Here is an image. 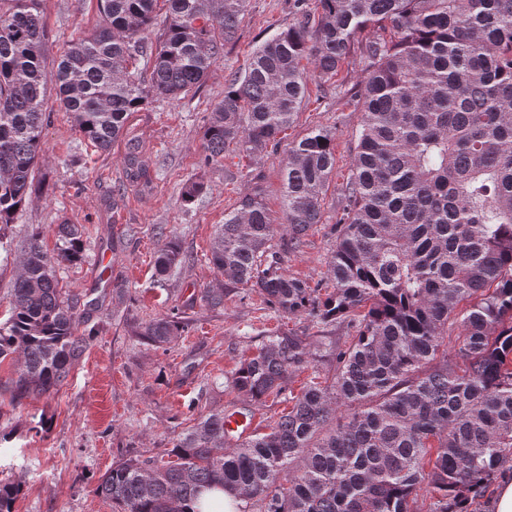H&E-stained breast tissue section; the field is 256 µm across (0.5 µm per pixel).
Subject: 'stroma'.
Masks as SVG:
<instances>
[{"label":"stroma","instance_id":"obj_1","mask_svg":"<svg viewBox=\"0 0 512 512\" xmlns=\"http://www.w3.org/2000/svg\"><path fill=\"white\" fill-rule=\"evenodd\" d=\"M43 19L49 55L58 57L93 32L100 21L97 0H44ZM292 20L291 0H249L234 44L221 52L203 86L181 99L149 98L109 151H96L70 114L47 102L36 169L42 190L16 214L7 233L21 250L31 226H40L43 248L50 251L58 224L82 225L84 260L57 266L56 276L72 299L90 304L87 325L95 334L67 379L49 394L12 402L16 367L0 362V480L22 486L13 512H112L111 502L95 488L113 463L130 457L166 460L176 439L211 413H254L257 432H266L288 401L253 403L229 386L265 334L291 331L312 345L315 358L294 375L292 392L311 381L332 385V351L349 346L354 328L277 312L250 288L229 292L217 309L200 300L203 289L224 282L208 260L216 226L256 183L271 214L281 217L282 162L290 143L315 128L333 132L336 168L320 223L297 248L279 250V266L321 292L334 289L328 272L336 244L333 228L342 214L363 119L366 73L358 55H351L335 78L309 80L295 123L260 165L247 168L233 146L221 163L202 164L204 126L225 84L244 72L258 44ZM133 138L149 166L147 189L125 177L124 157ZM195 176L203 177L207 190L183 204L181 187ZM171 234L183 263L161 281L154 256ZM173 312L188 326L172 343L156 347L133 336V326Z\"/></svg>","mask_w":512,"mask_h":512}]
</instances>
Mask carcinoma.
Here are the masks:
<instances>
[{
	"label": "carcinoma",
	"instance_id": "carcinoma-1",
	"mask_svg": "<svg viewBox=\"0 0 512 512\" xmlns=\"http://www.w3.org/2000/svg\"><path fill=\"white\" fill-rule=\"evenodd\" d=\"M0 248L3 233L36 190L47 97L71 114L100 151L123 133L148 93L178 98L200 88L236 35L247 0H98L89 38L50 61L43 0H0ZM168 24L148 42L158 2ZM293 0L288 28L258 45L210 113L204 162L235 145L247 167L261 164L294 122L308 81L333 76L357 35L368 73L364 117L345 206L337 224L325 295L277 267L273 241H292L321 221L336 165L333 134L313 130L283 162V222L254 183L224 215L210 262L225 278L200 300L224 306L225 293L258 289L287 315L324 326L345 319L356 335L336 350L333 391L312 383L292 407L256 434L224 448V414L201 419L158 466L129 458L112 464L96 492L113 512H192L206 489L229 490L255 512H474L512 462V0ZM152 62L149 79L141 59ZM140 143H128L127 180L147 186ZM206 189L188 180L181 198ZM32 228L0 328V362L15 357L11 398L47 394L68 377L94 331L63 296L55 267L84 258L82 229L58 225L56 252ZM182 262L168 241L157 276ZM462 331L457 372L444 343ZM187 323L153 319L136 335L171 342ZM311 344L291 332L269 335L233 374L230 388L253 402L277 398L310 363ZM347 414L336 417L339 408ZM21 487L0 481V512H13Z\"/></svg>",
	"mask_w": 512,
	"mask_h": 512
}]
</instances>
